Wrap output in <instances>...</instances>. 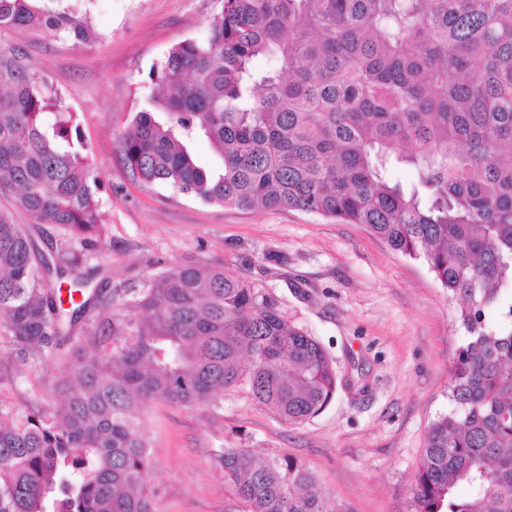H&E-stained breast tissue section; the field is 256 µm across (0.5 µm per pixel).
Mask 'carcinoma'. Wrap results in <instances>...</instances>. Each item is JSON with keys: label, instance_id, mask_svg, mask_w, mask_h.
<instances>
[{"label": "carcinoma", "instance_id": "1", "mask_svg": "<svg viewBox=\"0 0 512 512\" xmlns=\"http://www.w3.org/2000/svg\"><path fill=\"white\" fill-rule=\"evenodd\" d=\"M80 40L63 0H0V28ZM259 56L275 60L265 71ZM119 137L133 180L205 203L293 208L361 224L423 260L467 332L448 413L431 425L415 512H512V0H221L202 39L150 70ZM204 136L221 161L198 164ZM413 168L404 185L391 176ZM101 179L77 113L47 72L0 49V327L26 361L77 326L50 413L0 416V512H154L142 410L217 403L246 388L290 423L321 413L338 375L323 346L244 277L176 265L121 307H99L73 240L41 253L15 213L102 235ZM58 278L81 292L64 307ZM98 310L97 319L87 314ZM240 512H334L288 454H218ZM470 494L462 497L458 489Z\"/></svg>", "mask_w": 512, "mask_h": 512}]
</instances>
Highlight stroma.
<instances>
[{
	"label": "stroma",
	"instance_id": "35a3bbf8",
	"mask_svg": "<svg viewBox=\"0 0 512 512\" xmlns=\"http://www.w3.org/2000/svg\"><path fill=\"white\" fill-rule=\"evenodd\" d=\"M220 0H97L84 42L46 31L0 29V48L44 69L80 117L102 178L108 250L85 265L104 303L172 266L235 271L272 297L333 358L343 384L319 415L287 422L244 388L220 406L154 401L142 413L155 512H238L216 458L223 448L286 453L305 462L335 512H414V484L431 424L448 411L453 364L467 332L426 263L392 250L360 224L292 209L206 204L133 181L117 133L150 91L168 50L202 38ZM82 331L22 361L0 331V414L49 412Z\"/></svg>",
	"mask_w": 512,
	"mask_h": 512
}]
</instances>
